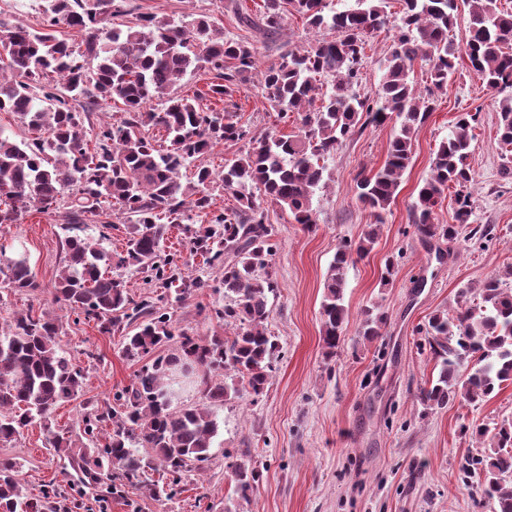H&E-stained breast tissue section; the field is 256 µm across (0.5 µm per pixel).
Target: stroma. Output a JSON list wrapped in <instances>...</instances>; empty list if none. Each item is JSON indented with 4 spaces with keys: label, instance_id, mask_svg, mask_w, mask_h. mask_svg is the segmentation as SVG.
I'll list each match as a JSON object with an SVG mask.
<instances>
[{
    "label": "stroma",
    "instance_id": "stroma-1",
    "mask_svg": "<svg viewBox=\"0 0 512 512\" xmlns=\"http://www.w3.org/2000/svg\"><path fill=\"white\" fill-rule=\"evenodd\" d=\"M136 2L143 12L185 24L207 14L223 33H241L226 9L228 0ZM392 37L389 28L368 37L360 94L377 91ZM499 99L469 71L466 59H459L447 90L436 94L434 110L416 135L411 163L373 249L347 271L349 322L335 355H327L321 338L326 274L337 248L358 242L373 221L355 194V178L384 163L399 120L355 132L326 157L328 180L313 197V228L268 204L275 228L270 272L277 284L269 297L268 329L280 353L266 391L258 397L244 392L215 406L218 432L206 468L189 474L172 499L129 487L108 509L90 497L78 512H496L477 480L463 477L461 466L486 453L471 427L491 428L512 418V385L474 408L455 402L429 407L419 393L439 371L428 344L430 318L454 313L464 286L512 269V151L496 136ZM233 100L242 123L254 132H294V125L277 123L258 75H249ZM461 112L477 116L469 223L490 228L491 234L463 232L453 242L423 238L409 214L440 142ZM62 224L58 215L31 209L18 223L0 226V250L26 253L37 283L33 290L15 293L0 282V324L30 310L55 311L61 344L85 372L82 396L59 404L53 413L55 429L73 435L84 411L112 401L114 393L130 385L140 364L124 357L122 332L109 335L95 321L55 310L51 291L65 256ZM390 258L395 268L385 286L380 277ZM189 271L207 285L173 307L175 326L201 337L223 332V323L210 316L224 301L210 287L221 278V269L195 256ZM368 307L380 308L386 323L377 339L364 342L358 323ZM10 453L22 465L28 491L65 482L62 462L39 426L25 430ZM242 459L262 473L246 498L237 493L231 468Z\"/></svg>",
    "mask_w": 512,
    "mask_h": 512
}]
</instances>
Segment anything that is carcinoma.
<instances>
[{
  "label": "carcinoma",
  "mask_w": 512,
  "mask_h": 512,
  "mask_svg": "<svg viewBox=\"0 0 512 512\" xmlns=\"http://www.w3.org/2000/svg\"><path fill=\"white\" fill-rule=\"evenodd\" d=\"M399 17L390 20L386 0H353L341 10L328 0H263L257 14L239 12L240 24L269 39L280 33L282 16L293 12L328 35L304 47L279 51L260 71V84L280 121L293 119L297 131L256 135L226 105L243 77L257 69L254 44L247 37L227 38L211 17L200 14L179 25L154 14L123 17L137 7L131 0H49L40 27L0 20V112H10L29 136L0 133V225L15 224L24 209L52 213L67 205L63 240L65 266L54 286L53 302L62 310L99 323L105 333L134 326L124 336L123 354L149 361L131 385L114 395V404L86 411L80 439L52 426L56 406L81 396L83 370L61 345L57 319L43 312L13 318L0 330V447H9L23 431L39 425L65 468L71 496L88 490L110 499L124 486L145 485L146 474L162 470L168 496L183 477L209 460L218 422L213 406L245 391L258 397L269 384L279 343L267 327L269 294L276 283L265 273L273 255L274 226L257 199L288 211L307 227L316 223L312 199L326 185L321 160L343 140L392 116L401 125L390 141L384 164L363 170L355 192L375 222L357 244L336 250L321 303L322 341L335 354L349 322L344 305L345 277L353 256L367 254L395 200L410 165L418 125L434 110L432 92L443 91L455 73L457 49L448 32L461 11L468 14L465 56L486 86L512 88V12L497 0H401ZM394 29L385 71L376 97L357 90L365 63L366 38ZM84 35L82 46L60 37V29ZM427 62L430 87L417 90L414 66ZM206 69L212 81L192 97L176 92L185 74ZM113 101L122 117L98 128H84L78 106ZM476 114L460 113L448 138L439 144L432 174L418 191L410 213L422 237L457 239L471 215L473 180L471 143ZM498 136L512 146V97L499 104ZM222 141H245V153L215 171L207 162ZM193 168L192 179L182 181ZM233 199L215 208V189ZM455 189V223L434 222V208L445 191ZM126 221L128 246L112 256L92 236L88 222L103 214V203ZM205 223L191 232L190 252L222 269L215 291L225 302L215 316L232 334L191 336L174 326L164 296L138 301L110 268L146 274L156 288L186 299L198 278L183 275L184 258L166 251V225ZM0 276L14 292L37 287L24 254L0 258ZM478 293L480 301L471 300ZM455 314L434 315L428 344L439 365L435 382L420 392L429 407L458 400L474 404L503 384H512V288L494 276L477 289L459 292ZM382 312H363L359 336L371 342L381 335ZM177 343L176 352L160 349ZM193 379L202 402L176 409L171 396ZM112 430L102 434L105 422ZM490 452L462 467L464 477L480 471L497 512H512V421L488 429ZM237 487L245 495L260 479L248 460L235 463ZM62 486L50 482L37 494L24 488L15 458L0 454V512H57Z\"/></svg>",
  "instance_id": "cac0c4a2"
}]
</instances>
